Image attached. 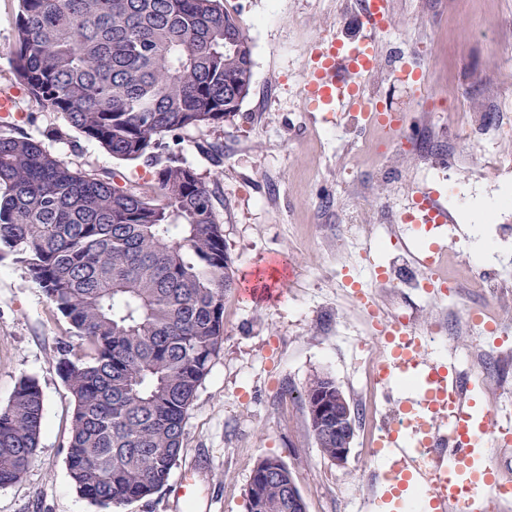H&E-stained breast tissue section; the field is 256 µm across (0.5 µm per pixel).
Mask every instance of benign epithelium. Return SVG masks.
I'll return each instance as SVG.
<instances>
[{
    "mask_svg": "<svg viewBox=\"0 0 512 512\" xmlns=\"http://www.w3.org/2000/svg\"><path fill=\"white\" fill-rule=\"evenodd\" d=\"M309 417L316 431L329 439L335 448L332 461L338 466L347 463L353 447L356 416L350 403L332 388L317 393L308 406ZM288 512H307V506L293 477H288Z\"/></svg>",
    "mask_w": 512,
    "mask_h": 512,
    "instance_id": "7a95c632",
    "label": "benign epithelium"
}]
</instances>
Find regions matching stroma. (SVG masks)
Masks as SVG:
<instances>
[{
  "instance_id": "35a3bbf8",
  "label": "stroma",
  "mask_w": 512,
  "mask_h": 512,
  "mask_svg": "<svg viewBox=\"0 0 512 512\" xmlns=\"http://www.w3.org/2000/svg\"><path fill=\"white\" fill-rule=\"evenodd\" d=\"M253 47L251 87L237 114L217 127L189 130L178 154L214 191V209L234 277L251 285L277 268L281 297L253 298L241 289L224 301V340L185 423L184 447L168 486L121 512H247L246 489L259 459L290 469L308 512H381L387 449L368 455L356 434L345 465L323 457L309 431L302 394L328 377L347 400L364 368L370 334L351 301V283L368 270L350 265L336 241L347 224L391 223L421 193L440 197L452 223L413 231L407 244L442 248L441 269L459 274L458 251L477 239L493 245L484 268L512 255V140L474 131L450 140V117L435 134L449 150L425 160L396 152L360 153L372 131L348 105L322 112L306 99L303 78L323 36L358 34L361 0H224ZM18 0H0V96L13 102L0 133L24 132L93 177L114 175L135 190L153 179L144 161H118L88 142L59 113L41 107L19 84L11 62ZM390 26L377 39V64L357 76L365 95L389 112L412 114L421 96L450 94L458 112L492 105L512 119V0H388ZM429 52L420 85L390 78ZM223 148L221 158L208 144ZM24 270L0 261V405L31 376L44 397L35 459L15 483L0 487V512H103L73 489L66 467L72 396L55 371V346L70 336Z\"/></svg>"
}]
</instances>
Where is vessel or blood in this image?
I'll list each match as a JSON object with an SVG mask.
<instances>
[{
  "instance_id": "b4317fda",
  "label": "vessel or blood",
  "mask_w": 512,
  "mask_h": 512,
  "mask_svg": "<svg viewBox=\"0 0 512 512\" xmlns=\"http://www.w3.org/2000/svg\"><path fill=\"white\" fill-rule=\"evenodd\" d=\"M388 18L385 0H365L362 14L364 34L357 45L344 51L335 40L320 39L314 64L304 81L306 98L323 104L345 101L352 106H360L362 97L354 78L373 68L376 61L375 36ZM362 305L367 313L376 315L377 337L391 350L383 367L385 380H392L400 372L424 373L428 390L423 406L428 417L447 414L457 429L453 438L440 430L433 431L430 437V444L436 449L425 478L431 512H482L492 494L512 500V484L500 481L494 469L474 473L466 481L454 478L455 473L470 463L485 427L476 423L474 406L466 402L462 386L453 378L451 365L430 359L419 332L406 329L382 315L371 298H363ZM384 443L395 457L392 465L395 476L391 484L395 487L402 485L412 477L407 462L413 458L414 452L407 447L401 433L386 435Z\"/></svg>"
}]
</instances>
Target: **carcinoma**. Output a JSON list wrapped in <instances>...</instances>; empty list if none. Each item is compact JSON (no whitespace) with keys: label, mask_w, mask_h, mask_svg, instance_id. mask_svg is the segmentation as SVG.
Returning a JSON list of instances; mask_svg holds the SVG:
<instances>
[{"label":"carcinoma","mask_w":512,"mask_h":512,"mask_svg":"<svg viewBox=\"0 0 512 512\" xmlns=\"http://www.w3.org/2000/svg\"><path fill=\"white\" fill-rule=\"evenodd\" d=\"M252 45L224 0H19L12 66L42 106L154 194L86 175L25 135H0V260L28 274L80 340L55 370L73 401L66 466L104 509L167 485L238 283L213 190L177 159L182 134L235 116ZM44 398L24 377L0 405V487L34 460ZM289 469L259 462L248 512H288Z\"/></svg>","instance_id":"1"}]
</instances>
